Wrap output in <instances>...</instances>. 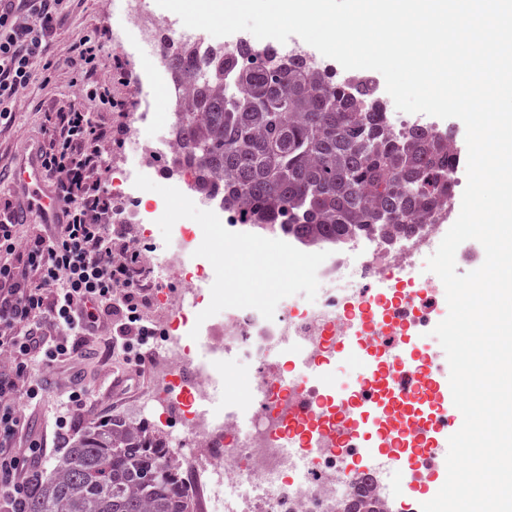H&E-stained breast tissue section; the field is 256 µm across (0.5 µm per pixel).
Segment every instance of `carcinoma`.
<instances>
[{"label": "carcinoma", "instance_id": "cac0c4a2", "mask_svg": "<svg viewBox=\"0 0 512 512\" xmlns=\"http://www.w3.org/2000/svg\"><path fill=\"white\" fill-rule=\"evenodd\" d=\"M193 85L180 105L182 148L202 192L215 189L250 224L337 238L390 224L408 232L452 197L448 140L427 129L395 135L368 81L313 72L244 42L200 65L174 52ZM23 512H194L159 433L112 419L86 431L38 478Z\"/></svg>", "mask_w": 512, "mask_h": 512}]
</instances>
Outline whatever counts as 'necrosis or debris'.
I'll return each mask as SVG.
<instances>
[{
    "label": "necrosis or debris",
    "instance_id": "1",
    "mask_svg": "<svg viewBox=\"0 0 512 512\" xmlns=\"http://www.w3.org/2000/svg\"><path fill=\"white\" fill-rule=\"evenodd\" d=\"M124 3L131 33L148 46L151 60L170 81L162 111L146 105L130 137V156L149 179L158 171L160 151L174 146V131L181 120L176 100L185 89L173 82L172 42L154 29L142 0ZM386 120L399 133L427 128L447 136L455 158L452 177L465 178L467 146L452 135L453 120L397 110L387 113ZM111 183L113 198L121 202L113 221L134 225L137 246L155 259L149 267L159 284L155 299L175 311L158 327L160 347L166 354L164 373L173 377L175 367L186 363L198 377L175 402L181 410L182 432L210 446L209 452L188 464L183 479L201 496L204 512H348L363 497L370 502L365 512H391L376 477L353 467L356 447L341 452L283 448L288 427L278 413L290 397L277 388L265 368L279 360L290 344L312 360L329 357L337 324L359 321V304L382 272H397L405 284L425 267L459 215L457 201H449L405 239L356 232L331 242H309L274 224L248 227L236 210L225 205L220 192L198 195L184 176L170 182L171 193L205 216V223L181 220L164 197L127 205L129 184L124 170H113ZM258 239L278 251L304 257L307 266L302 278L260 262L251 275L277 280L275 295L243 298L239 281L230 276L224 282L223 302L204 304L203 292L213 286L211 269L235 254L252 251ZM169 277L175 279L179 296L163 287ZM440 288V282H432L406 312L407 335L425 337L435 327ZM185 324L192 325L199 338L195 347L183 342ZM216 361L223 363L225 377L239 378L235 395L225 396V378L212 371ZM245 401L253 412L243 422L238 408Z\"/></svg>",
    "mask_w": 512,
    "mask_h": 512
}]
</instances>
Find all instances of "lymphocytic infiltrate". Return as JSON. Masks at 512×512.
<instances>
[{
	"label": "lymphocytic infiltrate",
	"mask_w": 512,
	"mask_h": 512,
	"mask_svg": "<svg viewBox=\"0 0 512 512\" xmlns=\"http://www.w3.org/2000/svg\"><path fill=\"white\" fill-rule=\"evenodd\" d=\"M66 8L67 0H0V141L13 129L17 95L51 66L50 39ZM102 51L101 32L74 40L67 66L80 94L44 113V163L66 223L20 241L13 201L0 197V353L9 356L0 364V495L13 504L30 490L48 447L69 443L67 410L86 403L85 387L72 389L53 440L31 437L20 403H39L43 389L33 381L22 393L18 384L32 363L73 368L82 347L100 336L101 360L139 369L157 341L145 315L153 293L143 253L112 228L118 203L105 186L103 154L106 144L122 143L124 128L96 115L116 107L112 82L125 72L118 61L103 78Z\"/></svg>",
	"instance_id": "lymphocytic-infiltrate-1"
}]
</instances>
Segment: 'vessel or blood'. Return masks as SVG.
I'll return each mask as SVG.
<instances>
[{"instance_id": "vessel-or-blood-1", "label": "vessel or blood", "mask_w": 512, "mask_h": 512, "mask_svg": "<svg viewBox=\"0 0 512 512\" xmlns=\"http://www.w3.org/2000/svg\"><path fill=\"white\" fill-rule=\"evenodd\" d=\"M8 169L19 221L65 223V205L46 178L39 141L28 140ZM424 285L419 277L413 287L396 288L383 277L377 288L369 290L360 304L365 322L341 330L332 343L336 358L358 371L353 383L335 378L327 361L313 363L299 355L291 360L289 373L277 379L295 397L287 412L289 436L309 448L319 443L325 422L303 393L308 376H315L336 412L326 423L334 441L360 445L363 465L369 469L384 455L399 461L400 468L388 483L397 498L410 489L407 475L414 461L444 446L463 424L448 374L435 370L430 349L403 335L400 320L393 316L396 309L408 307ZM386 312L392 316L389 331L399 338L394 347L369 333L370 322Z\"/></svg>"}]
</instances>
